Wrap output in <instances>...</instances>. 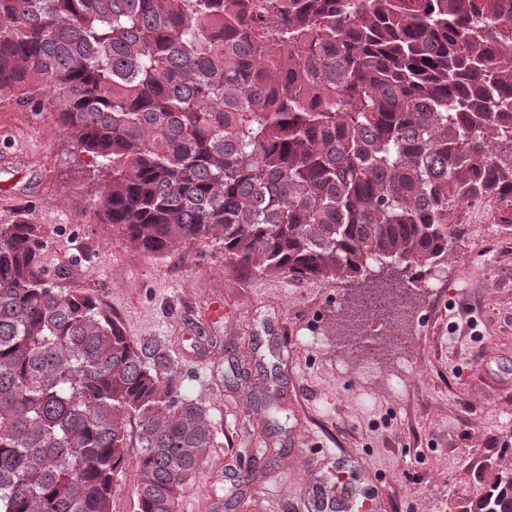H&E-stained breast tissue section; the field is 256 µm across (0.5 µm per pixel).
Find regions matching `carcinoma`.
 I'll use <instances>...</instances> for the list:
<instances>
[{"mask_svg":"<svg viewBox=\"0 0 512 512\" xmlns=\"http://www.w3.org/2000/svg\"><path fill=\"white\" fill-rule=\"evenodd\" d=\"M511 46L512 0H0V96L54 113L145 254L333 282L439 264L451 195L512 226ZM43 248L0 224V512H110L133 422L136 512H177L206 409ZM372 292L354 322L409 299ZM468 512H512L511 464Z\"/></svg>","mask_w":512,"mask_h":512,"instance_id":"cac0c4a2","label":"carcinoma"}]
</instances>
